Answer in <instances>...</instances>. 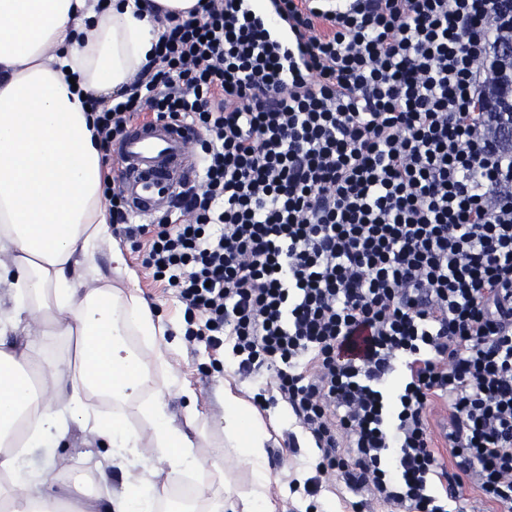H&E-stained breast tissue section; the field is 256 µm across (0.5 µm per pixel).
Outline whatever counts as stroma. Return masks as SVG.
Returning a JSON list of instances; mask_svg holds the SVG:
<instances>
[{"label":"stroma","mask_w":512,"mask_h":512,"mask_svg":"<svg viewBox=\"0 0 512 512\" xmlns=\"http://www.w3.org/2000/svg\"><path fill=\"white\" fill-rule=\"evenodd\" d=\"M119 247L128 269L136 276L140 295L157 310L167 328L183 333L179 349L169 355L172 370L152 367L149 387L157 389L174 375L193 391L197 398L193 419H186L185 402L177 396L169 397L168 411L177 426L192 424L198 433L197 454L210 457L212 451L224 443L219 418L223 412L225 387H232L237 394L248 399L257 392L258 385L237 373L230 352H212L204 343L186 337V323L177 299L172 293L153 287L138 253L132 250L129 242H120ZM261 418L269 434L266 466L269 504L274 512H351L350 503L355 499L362 503L361 512H387L386 507L372 501L363 492L352 494L341 488L332 491L324 488L312 499L303 497L299 492L290 493L288 483L291 479L303 480L314 476L320 452L284 405L262 412ZM95 449L92 435L75 428L64 447L33 449L31 461L62 482L70 472L80 469L85 454Z\"/></svg>","instance_id":"35a3bbf8"}]
</instances>
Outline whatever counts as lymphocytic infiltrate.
I'll list each match as a JSON object with an SVG mask.
<instances>
[{
  "label": "lymphocytic infiltrate",
  "mask_w": 512,
  "mask_h": 512,
  "mask_svg": "<svg viewBox=\"0 0 512 512\" xmlns=\"http://www.w3.org/2000/svg\"><path fill=\"white\" fill-rule=\"evenodd\" d=\"M94 99L116 236L187 335L273 375L321 477L389 512H512V60L505 0H200ZM193 128L199 171L132 223L113 147L137 119ZM403 371L392 386L395 371ZM447 454H440V447Z\"/></svg>",
  "instance_id": "f902f5d3"
}]
</instances>
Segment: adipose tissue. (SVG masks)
Returning <instances> with one entry per match:
<instances>
[{
	"mask_svg": "<svg viewBox=\"0 0 512 512\" xmlns=\"http://www.w3.org/2000/svg\"><path fill=\"white\" fill-rule=\"evenodd\" d=\"M156 41L133 0H0V512H71L70 500L91 479L74 474L67 493L54 489L28 456L58 447L73 426L106 449L99 466L126 481L106 510L86 502L80 512H160L171 481L205 471L194 438L173 425L164 391L140 401L150 440L124 422L123 406L147 376L131 337L154 352L160 367L178 338L135 291L99 283L96 253L111 240L103 200L102 152L92 138L87 94L108 98L145 66ZM82 268L76 281L74 268ZM37 341L75 340L76 363L8 343L15 331ZM113 406L104 418L103 400ZM224 435L252 481L238 490L221 474L220 488L197 490L206 512H266V434L248 402L224 393Z\"/></svg>",
	"mask_w": 512,
	"mask_h": 512,
	"instance_id": "1",
	"label": "adipose tissue"
}]
</instances>
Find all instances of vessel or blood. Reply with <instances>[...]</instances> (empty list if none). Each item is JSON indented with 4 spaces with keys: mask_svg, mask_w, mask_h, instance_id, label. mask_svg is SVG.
<instances>
[{
    "mask_svg": "<svg viewBox=\"0 0 512 512\" xmlns=\"http://www.w3.org/2000/svg\"><path fill=\"white\" fill-rule=\"evenodd\" d=\"M191 130L164 120L133 124L117 146L124 191L140 220H151L171 205L192 169Z\"/></svg>",
    "mask_w": 512,
    "mask_h": 512,
    "instance_id": "1",
    "label": "vessel or blood"
}]
</instances>
